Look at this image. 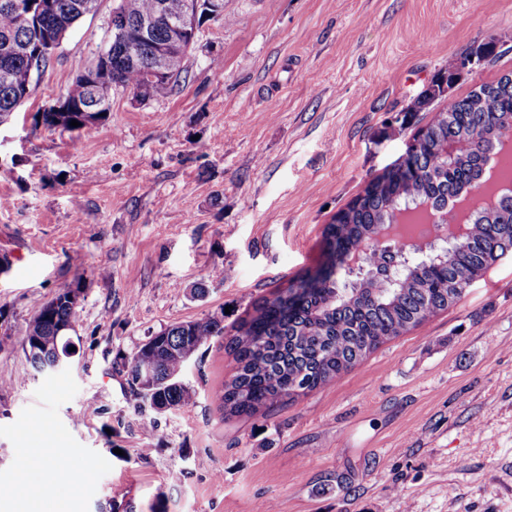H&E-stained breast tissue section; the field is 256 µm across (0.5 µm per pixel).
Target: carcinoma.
Returning <instances> with one entry per match:
<instances>
[{"label": "carcinoma", "mask_w": 512, "mask_h": 512, "mask_svg": "<svg viewBox=\"0 0 512 512\" xmlns=\"http://www.w3.org/2000/svg\"><path fill=\"white\" fill-rule=\"evenodd\" d=\"M13 0H0V120L8 119L18 101L31 94L29 77L37 41L53 30H68L85 12L72 6L86 5L91 12L97 0H52L59 6L52 17L33 14L21 19L8 7ZM168 15L179 13L186 0H118L129 22L152 14L158 3ZM458 58L448 62L422 94L403 109L407 115L428 112L457 79ZM141 74L119 63L109 72L117 86L136 88ZM483 95L470 91L455 101L421 129L423 135L409 158L398 168L371 180L354 201L341 210L324 229L328 255L326 270L314 279H300L291 287L302 292L289 295L284 290L259 301L242 318L229 341L237 371L224 383L219 394L220 408L231 413H254L299 389L313 391L344 371L392 337L421 324L429 316L455 303L448 297L452 286L468 287L482 277L499 259L512 250V195L499 197L496 204L473 214V233L437 262L416 268L395 287L378 280H360L343 291L336 288V268L343 256L363 248L377 224L390 222L395 210L427 202L448 212V197L458 196L480 182L491 155L499 149L501 136L512 130V78L481 84ZM76 105L92 106L90 88L77 80L67 91ZM105 114L37 112L35 124L49 130L92 134ZM76 120L80 126L73 127ZM454 148L446 155L443 146ZM77 312L57 297L41 304L29 320L23 338L43 340L31 363L49 359L65 345L56 343L60 326L74 327ZM224 336V319L210 316L167 327L149 338L129 358L123 368L137 410L145 396L136 382L133 362L149 358L154 365L153 399L168 411H180L194 402L195 391L185 382L189 359L202 347Z\"/></svg>", "instance_id": "1"}]
</instances>
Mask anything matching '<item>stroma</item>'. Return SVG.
<instances>
[{
	"label": "stroma",
	"mask_w": 512,
	"mask_h": 512,
	"mask_svg": "<svg viewBox=\"0 0 512 512\" xmlns=\"http://www.w3.org/2000/svg\"><path fill=\"white\" fill-rule=\"evenodd\" d=\"M117 4L98 0L0 126V512L39 495L18 481L30 448L84 472L64 512H512V251L339 378L250 416L215 401L237 370L220 344L189 362L194 403L175 413H138L119 370L174 323L220 315L232 336L324 269L325 226L403 153L395 119L434 74L501 43L440 111L512 73V0H224L185 83L113 88L88 137L35 127ZM65 287L75 351L40 374L26 325Z\"/></svg>",
	"instance_id": "stroma-1"
}]
</instances>
